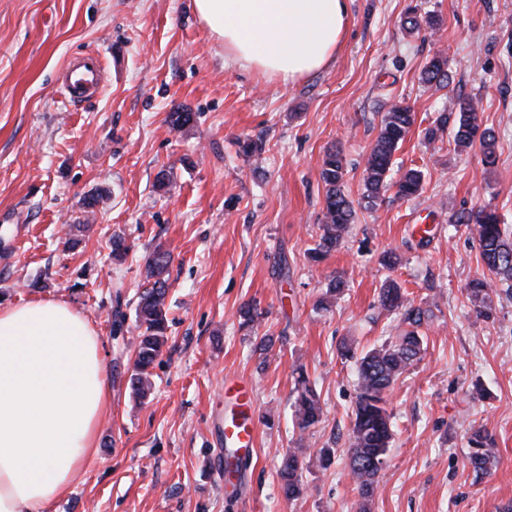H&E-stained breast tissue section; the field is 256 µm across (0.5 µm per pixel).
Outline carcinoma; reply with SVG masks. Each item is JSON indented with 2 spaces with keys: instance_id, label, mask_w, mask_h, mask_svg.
Returning <instances> with one entry per match:
<instances>
[{
  "instance_id": "cac0c4a2",
  "label": "carcinoma",
  "mask_w": 512,
  "mask_h": 512,
  "mask_svg": "<svg viewBox=\"0 0 512 512\" xmlns=\"http://www.w3.org/2000/svg\"><path fill=\"white\" fill-rule=\"evenodd\" d=\"M424 24L431 27L434 21L430 17L420 19L415 7L406 9L403 20L406 30L418 33ZM421 79L427 85L447 86L448 57L434 55L424 67ZM457 105L456 113L444 111L439 114L433 126L426 129L425 138L430 142L439 140L451 123L458 148L467 149L478 142L483 150L484 165H495V137L491 131L482 128L477 106L467 99L458 101ZM413 124L414 113L406 105L396 104L385 113L376 141L365 161L363 200L366 206L372 208L383 201L385 193L391 188L395 189L394 195L403 200L420 195L422 171L411 168L395 181L390 177L394 154L410 133ZM344 174V159L340 152L336 149L326 152L320 170L321 179L326 185L325 205L319 224V242L313 249L315 260L339 246L354 222L353 202L343 190ZM455 223L470 229L489 272V276L473 280L467 287L468 299L475 312L487 316L489 291L496 282L506 284L505 292L512 294V231L503 224L497 208L491 206L476 211H462L456 215ZM170 263V253L160 247L148 256L145 261L148 287L140 292L135 307L136 322L142 332L133 373L129 378V388L132 397L140 403L151 394L153 369L168 343L166 296ZM380 304L388 311L405 309L404 322L408 328L403 330L396 341L374 347L357 360L355 418L349 437V468L363 501L360 512H366V502L374 494L376 478L382 470L393 438L385 393L419 359L423 351V336L419 327L429 316V310L408 305L407 297L393 280L383 285ZM293 407L295 420L302 431L316 425L321 419L319 398L302 370L298 371L295 378ZM494 446L495 439L487 430L480 428L473 431L469 439L471 451L468 459L475 472L486 474L492 469L495 464ZM305 459L300 448L288 452L282 458L281 489L288 499H295L303 493L301 470Z\"/></svg>"
}]
</instances>
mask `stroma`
Segmentation results:
<instances>
[{
  "instance_id": "1",
  "label": "stroma",
  "mask_w": 512,
  "mask_h": 512,
  "mask_svg": "<svg viewBox=\"0 0 512 512\" xmlns=\"http://www.w3.org/2000/svg\"><path fill=\"white\" fill-rule=\"evenodd\" d=\"M412 1L438 19L431 37L401 28ZM349 13L335 62L284 87L229 62L190 0H0V302L67 301L95 327L111 388L84 480L49 512H356V365L340 344L361 354L395 339L403 313L379 302L389 279L431 316L420 360L387 392L393 440L370 512H512V295L496 286L488 317L477 316L466 287L486 268L469 230L452 223L490 204L512 226V0H351ZM438 52L448 57L442 90L420 82ZM86 55L102 61L101 86L73 106L63 74ZM460 99L475 100L492 131L494 166L452 132L425 139ZM398 102L416 120L391 176L419 169L423 190L368 209L365 159ZM177 110L196 122L173 129ZM250 141L258 149L247 155ZM331 148L356 220L316 261ZM96 193L103 201L87 210ZM117 235L131 247L120 264ZM158 247L172 256L170 327L139 404L129 391L134 304ZM333 278L344 286L318 309ZM247 305L259 315L250 328L239 318ZM298 367L323 410L305 431L291 407ZM237 379L253 387L257 446L228 474L212 426L235 414L224 389ZM478 428L497 456L480 476L467 458ZM325 445L335 454L324 469L314 455ZM299 446L311 461L289 500L278 470Z\"/></svg>"
}]
</instances>
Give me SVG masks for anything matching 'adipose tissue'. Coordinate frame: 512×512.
<instances>
[{
	"mask_svg": "<svg viewBox=\"0 0 512 512\" xmlns=\"http://www.w3.org/2000/svg\"><path fill=\"white\" fill-rule=\"evenodd\" d=\"M239 67L285 85L328 67L348 0H191ZM109 402L102 345L66 301L0 303V512H47L85 475Z\"/></svg>",
	"mask_w": 512,
	"mask_h": 512,
	"instance_id": "obj_1",
	"label": "adipose tissue"
}]
</instances>
